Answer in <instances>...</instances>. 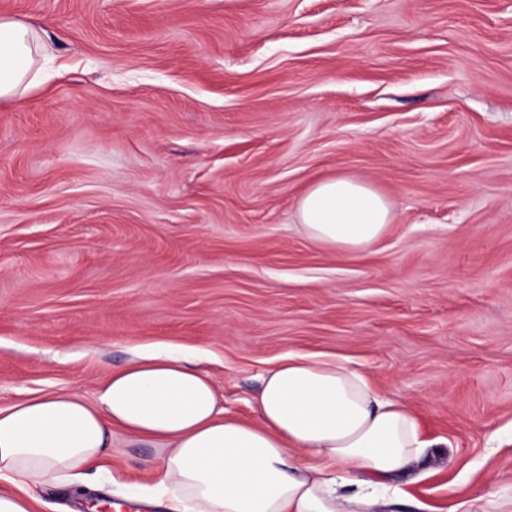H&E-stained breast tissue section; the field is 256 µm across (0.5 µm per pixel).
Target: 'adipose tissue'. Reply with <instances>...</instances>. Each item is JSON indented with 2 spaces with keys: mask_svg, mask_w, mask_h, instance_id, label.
<instances>
[{
  "mask_svg": "<svg viewBox=\"0 0 512 512\" xmlns=\"http://www.w3.org/2000/svg\"><path fill=\"white\" fill-rule=\"evenodd\" d=\"M31 28L0 17V99L36 83ZM393 219L348 175L315 180L298 221L312 242L357 253ZM256 421L225 415L212 376L159 348L113 371L94 398L50 392L0 407V512H34L33 484L71 486L116 434L163 455L149 503L167 512H383L428 446L417 413L336 354L288 355L262 377Z\"/></svg>",
  "mask_w": 512,
  "mask_h": 512,
  "instance_id": "obj_1",
  "label": "adipose tissue"
}]
</instances>
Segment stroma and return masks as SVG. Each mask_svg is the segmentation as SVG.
Returning <instances> with one entry per match:
<instances>
[{"label":"stroma","instance_id":"obj_1","mask_svg":"<svg viewBox=\"0 0 512 512\" xmlns=\"http://www.w3.org/2000/svg\"><path fill=\"white\" fill-rule=\"evenodd\" d=\"M48 52L0 100V407L93 397L171 344L252 420L289 353H336L443 448L389 512L512 491V0H0ZM387 198L366 252L298 203ZM118 443L91 493L151 486ZM393 219L386 197L348 175L315 180L301 196L298 221L312 242L343 253L366 250Z\"/></svg>","mask_w":512,"mask_h":512}]
</instances>
